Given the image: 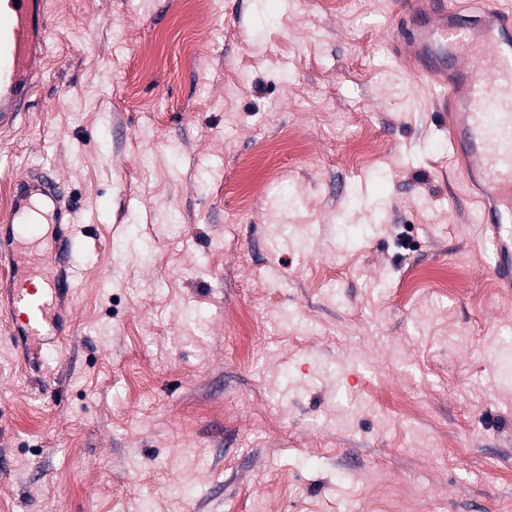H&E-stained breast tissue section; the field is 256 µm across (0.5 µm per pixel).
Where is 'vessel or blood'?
Segmentation results:
<instances>
[{"mask_svg":"<svg viewBox=\"0 0 512 512\" xmlns=\"http://www.w3.org/2000/svg\"><path fill=\"white\" fill-rule=\"evenodd\" d=\"M412 25L396 47L418 74L447 87L441 110L449 142L466 173L483 181L479 220L498 249L495 275L512 288V17L498 0H484L480 14L463 15L455 0H416ZM45 0H0V132L10 130L31 97L46 56ZM72 208L55 173L31 172L14 182L0 223L19 226L16 247L33 246L45 224L62 223ZM41 288L13 290L18 335L51 334L60 320L59 300L68 289L63 274L42 275Z\"/></svg>","mask_w":512,"mask_h":512,"instance_id":"b4317fda","label":"vessel or blood"}]
</instances>
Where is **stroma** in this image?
I'll use <instances>...</instances> for the list:
<instances>
[{"mask_svg": "<svg viewBox=\"0 0 512 512\" xmlns=\"http://www.w3.org/2000/svg\"><path fill=\"white\" fill-rule=\"evenodd\" d=\"M47 2L0 210L55 169L79 248L29 341L53 239L0 247V512L512 508V292L406 0ZM34 276L41 278V288L13 289L9 301L11 310L23 317L15 331L27 339L49 335L55 326L58 327L60 296L70 290L62 273L57 272L55 277H51L37 269Z\"/></svg>", "mask_w": 512, "mask_h": 512, "instance_id": "obj_1", "label": "stroma"}]
</instances>
